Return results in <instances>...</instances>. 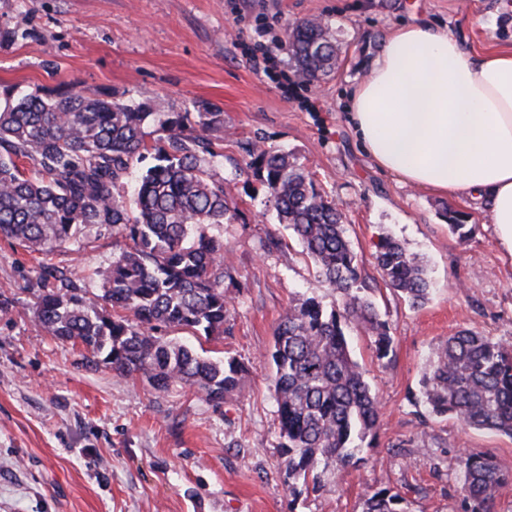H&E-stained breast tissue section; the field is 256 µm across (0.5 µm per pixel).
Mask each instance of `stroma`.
I'll return each instance as SVG.
<instances>
[{
  "label": "stroma",
  "instance_id": "stroma-1",
  "mask_svg": "<svg viewBox=\"0 0 512 512\" xmlns=\"http://www.w3.org/2000/svg\"><path fill=\"white\" fill-rule=\"evenodd\" d=\"M328 24L340 48L321 80L298 79L285 29ZM448 29L470 55L512 46V0H0V93L76 87L148 103L163 121L206 104L224 115L209 136L240 218L212 227L224 238V336L209 358L237 359L239 391L222 404L190 387L165 391L139 375L89 365L81 344L35 330L40 262L99 288L117 248L111 235L40 259L0 237V512H363L388 486L408 512H463L460 459L493 452L512 470V438L423 414L414 402L440 341L472 330L512 344V254L486 207L400 183L380 170L347 117L396 27ZM278 45L284 88L256 73L244 50ZM288 150L335 200L366 294L393 338L377 359L373 338L347 333L379 401L374 447L338 468L316 493L284 481L273 370L266 358L280 313L304 296L332 300L299 242L276 219L248 163L256 147ZM466 216V241L448 214ZM390 234L424 264L425 305L410 307L383 282L376 245Z\"/></svg>",
  "mask_w": 512,
  "mask_h": 512
}]
</instances>
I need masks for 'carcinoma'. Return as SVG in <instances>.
I'll list each match as a JSON object with an SVG mask.
<instances>
[{"mask_svg": "<svg viewBox=\"0 0 512 512\" xmlns=\"http://www.w3.org/2000/svg\"><path fill=\"white\" fill-rule=\"evenodd\" d=\"M286 43L298 74L316 81L331 71L336 42L328 26L302 20ZM144 103H124L74 88L20 97L6 91L0 107V235L47 256L87 229L127 241L112 256L101 287L90 291L41 263L33 311L41 336L79 342L87 361L120 376L143 374L151 385L198 387L222 403L239 389L244 366L213 360L165 336L181 330L198 344L224 335V239L214 225L240 213L212 173L219 154L198 133L223 123L222 113L197 106L159 127L154 163L137 171L148 150ZM262 173L278 222L300 242L336 294L298 299L281 315L268 359L274 367L285 480L295 495L319 491L337 466L355 465L374 435L378 406L346 334L356 321L374 337L378 358L392 348L388 326L363 297L356 253L336 204L283 149L263 148L247 163ZM376 262L385 283L412 307L429 295L423 266L405 245L381 238ZM123 311L136 318L132 324ZM422 405L434 417L512 438V345L461 330L439 344L421 379ZM465 512H493L512 471L490 452L462 458ZM389 487L369 494L364 512H405Z\"/></svg>", "mask_w": 512, "mask_h": 512, "instance_id": "cac0c4a2", "label": "carcinoma"}]
</instances>
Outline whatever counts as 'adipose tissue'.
<instances>
[{
	"instance_id": "1",
	"label": "adipose tissue",
	"mask_w": 512,
	"mask_h": 512,
	"mask_svg": "<svg viewBox=\"0 0 512 512\" xmlns=\"http://www.w3.org/2000/svg\"><path fill=\"white\" fill-rule=\"evenodd\" d=\"M375 164L416 188L486 202L512 252V49L469 56L447 30L396 28L349 97Z\"/></svg>"
}]
</instances>
